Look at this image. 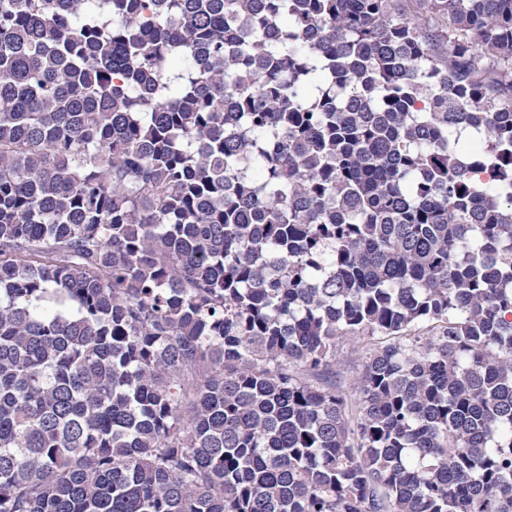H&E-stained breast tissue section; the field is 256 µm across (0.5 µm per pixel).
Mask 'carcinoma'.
<instances>
[{"instance_id": "obj_1", "label": "carcinoma", "mask_w": 512, "mask_h": 512, "mask_svg": "<svg viewBox=\"0 0 512 512\" xmlns=\"http://www.w3.org/2000/svg\"><path fill=\"white\" fill-rule=\"evenodd\" d=\"M0 512H512V0H0ZM386 338L369 337L350 338L344 337L339 340L336 348V371L342 381L343 390L350 391L361 372L362 357L366 346L374 347L376 344H384Z\"/></svg>"}]
</instances>
